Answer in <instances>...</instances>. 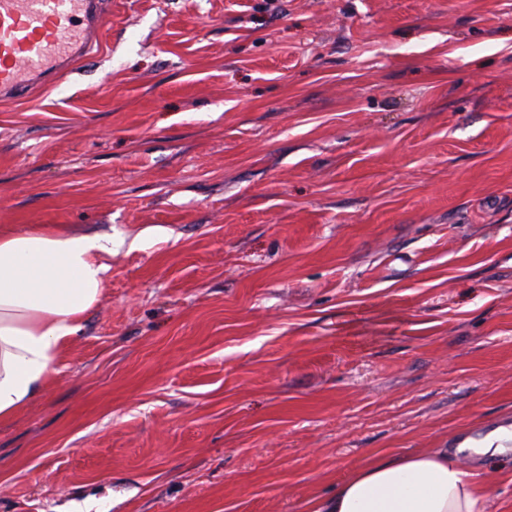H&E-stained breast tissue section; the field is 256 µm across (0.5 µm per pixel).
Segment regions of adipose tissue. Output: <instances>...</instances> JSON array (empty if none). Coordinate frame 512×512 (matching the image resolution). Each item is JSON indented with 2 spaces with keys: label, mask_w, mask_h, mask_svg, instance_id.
Here are the masks:
<instances>
[{
  "label": "adipose tissue",
  "mask_w": 512,
  "mask_h": 512,
  "mask_svg": "<svg viewBox=\"0 0 512 512\" xmlns=\"http://www.w3.org/2000/svg\"><path fill=\"white\" fill-rule=\"evenodd\" d=\"M111 241L42 224L0 228V423L42 394L87 313L101 301ZM308 512H501L487 467L445 448L380 455Z\"/></svg>",
  "instance_id": "adipose-tissue-1"
}]
</instances>
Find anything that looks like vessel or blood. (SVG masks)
I'll return each instance as SVG.
<instances>
[{"mask_svg":"<svg viewBox=\"0 0 512 512\" xmlns=\"http://www.w3.org/2000/svg\"><path fill=\"white\" fill-rule=\"evenodd\" d=\"M103 0H0V96L26 98L86 56Z\"/></svg>","mask_w":512,"mask_h":512,"instance_id":"1","label":"vessel or blood"}]
</instances>
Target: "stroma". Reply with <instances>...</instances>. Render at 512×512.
Returning <instances> with one entry per match:
<instances>
[{
	"label": "stroma",
	"instance_id": "35a3bbf8",
	"mask_svg": "<svg viewBox=\"0 0 512 512\" xmlns=\"http://www.w3.org/2000/svg\"><path fill=\"white\" fill-rule=\"evenodd\" d=\"M111 239L0 512H307L512 425V0H112L0 102V226Z\"/></svg>",
	"mask_w": 512,
	"mask_h": 512
}]
</instances>
